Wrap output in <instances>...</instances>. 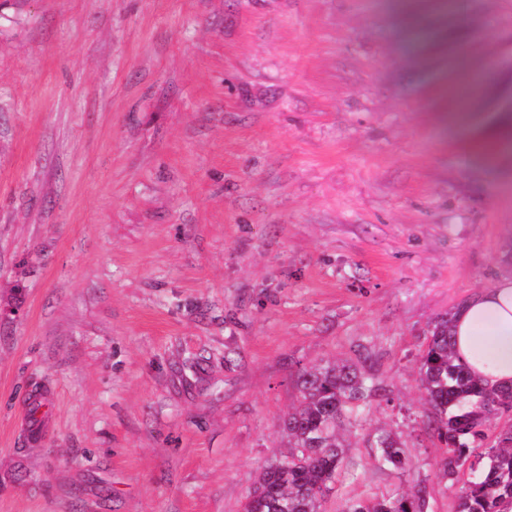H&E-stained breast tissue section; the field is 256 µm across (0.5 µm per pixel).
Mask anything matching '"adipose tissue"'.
I'll use <instances>...</instances> for the list:
<instances>
[{
	"label": "adipose tissue",
	"mask_w": 512,
	"mask_h": 512,
	"mask_svg": "<svg viewBox=\"0 0 512 512\" xmlns=\"http://www.w3.org/2000/svg\"><path fill=\"white\" fill-rule=\"evenodd\" d=\"M453 349L485 387L512 386V279L477 292L452 316Z\"/></svg>",
	"instance_id": "adipose-tissue-1"
}]
</instances>
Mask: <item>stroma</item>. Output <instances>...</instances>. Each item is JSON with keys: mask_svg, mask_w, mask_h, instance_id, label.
Segmentation results:
<instances>
[{"mask_svg": "<svg viewBox=\"0 0 512 512\" xmlns=\"http://www.w3.org/2000/svg\"><path fill=\"white\" fill-rule=\"evenodd\" d=\"M511 115L512 0H0V512H241L298 368L361 357L326 512H452L418 359L512 278ZM378 450L379 459L384 465L397 470L405 471L408 462L407 448L399 437L387 430L377 433L373 442ZM426 487L417 484L410 491L391 490L367 500L352 502L344 512H428Z\"/></svg>", "mask_w": 512, "mask_h": 512, "instance_id": "stroma-1", "label": "stroma"}]
</instances>
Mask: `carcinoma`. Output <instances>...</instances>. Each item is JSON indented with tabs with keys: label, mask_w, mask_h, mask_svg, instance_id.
Listing matches in <instances>:
<instances>
[{
	"label": "carcinoma",
	"mask_w": 512,
	"mask_h": 512,
	"mask_svg": "<svg viewBox=\"0 0 512 512\" xmlns=\"http://www.w3.org/2000/svg\"><path fill=\"white\" fill-rule=\"evenodd\" d=\"M419 386L430 407L428 428L441 445L448 479L465 468L470 476L455 493L454 512H512V426L485 442L490 422L512 412V387L489 390L453 352L451 319L436 321L421 354ZM298 393L282 420L286 451L256 474L242 512H325L344 456L339 429L359 424L361 409L387 400L385 389L363 368L336 360L304 367ZM379 459L406 470L407 448L387 430L374 440ZM426 487L398 489L352 502L344 512H428Z\"/></svg>",
	"instance_id": "1"
}]
</instances>
